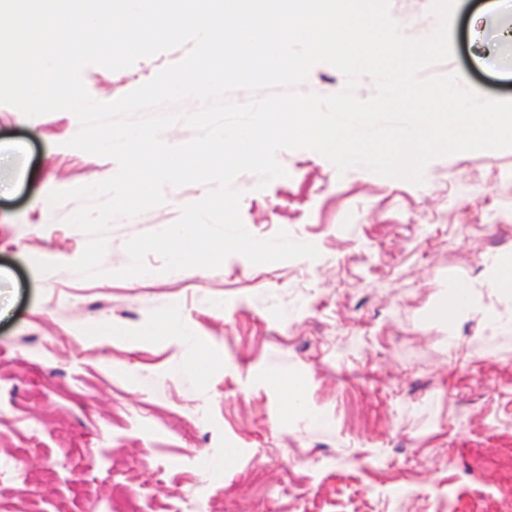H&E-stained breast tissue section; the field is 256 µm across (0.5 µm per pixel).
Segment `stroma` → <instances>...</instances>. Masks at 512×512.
I'll return each mask as SVG.
<instances>
[{"instance_id":"35a3bbf8","label":"stroma","mask_w":512,"mask_h":512,"mask_svg":"<svg viewBox=\"0 0 512 512\" xmlns=\"http://www.w3.org/2000/svg\"><path fill=\"white\" fill-rule=\"evenodd\" d=\"M429 6L390 0L411 37L434 29ZM503 18L492 0H459L454 58L424 76L458 72L512 98V45L494 40ZM185 53L90 65L82 81L112 102ZM78 130L71 112L28 119L0 104V512L19 500L88 512L117 484L149 488L155 512L180 499L193 512H434L445 496L453 512H512V485L486 465L512 455V296L487 283L492 262L512 258V149L433 159L419 185L282 150L285 176L235 178L241 219L256 238L314 245L316 258L232 254L167 272L151 253L148 275L117 277L129 239L208 191L189 184L116 218L104 276L85 279L69 265L89 237L65 222L80 203L47 196L103 182L117 164L69 147ZM454 281L474 304L451 318ZM62 334L70 343L45 349ZM203 351L213 364L188 370ZM351 399L374 427L349 417ZM257 461L270 495L225 497ZM399 485L409 496L393 498Z\"/></svg>"}]
</instances>
